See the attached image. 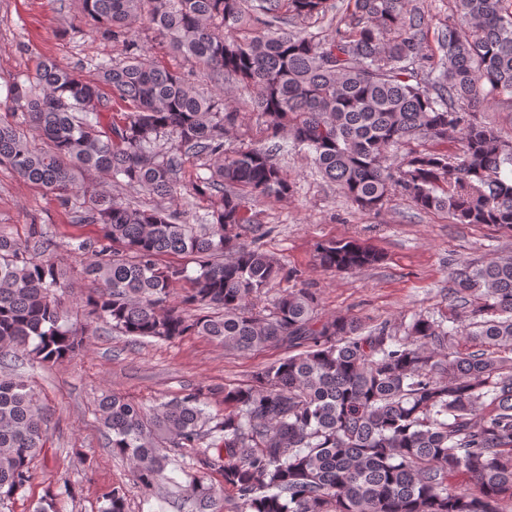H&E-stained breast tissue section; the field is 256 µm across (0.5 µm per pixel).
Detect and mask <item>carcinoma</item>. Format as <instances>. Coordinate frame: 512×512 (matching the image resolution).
<instances>
[{
    "mask_svg": "<svg viewBox=\"0 0 512 512\" xmlns=\"http://www.w3.org/2000/svg\"><path fill=\"white\" fill-rule=\"evenodd\" d=\"M454 12L426 45L425 11L411 0H82L88 21L123 44L147 24L209 73L204 94L145 53L97 64L75 78L45 59L7 87L24 126L0 121V165L75 206L101 236L78 245L96 285L88 310L129 336L198 335L228 351L283 346L288 355L246 386L197 387L145 409L114 393L97 400L112 452L135 484L165 479L171 456L196 450L197 475L176 512H215L204 475L220 470L231 512H512V257L452 269L457 325L424 314L399 334L350 315L318 318L308 288L282 293L268 313L253 300L299 279L263 249L247 197L284 198L291 181L273 160L288 139L357 209L395 194L455 224L512 229V142L474 113L492 97L512 103V0H451ZM299 20L330 32L288 29ZM232 83L263 119L271 146L225 148L239 112ZM121 107L105 120L110 103ZM416 149L399 167L390 149ZM201 161L193 194L211 210L192 224L159 205L141 208L97 187L110 178L161 201L178 199L188 159ZM42 232L0 233V368L26 352L57 364L83 346L58 291L66 287ZM185 256L188 267L161 262ZM334 271L380 255L355 240L316 248ZM186 283L180 290L176 286ZM219 393L224 411H206ZM46 408L21 377L0 376V507L25 489L46 446ZM114 485L101 512H126Z\"/></svg>",
    "mask_w": 512,
    "mask_h": 512,
    "instance_id": "1",
    "label": "carcinoma"
}]
</instances>
